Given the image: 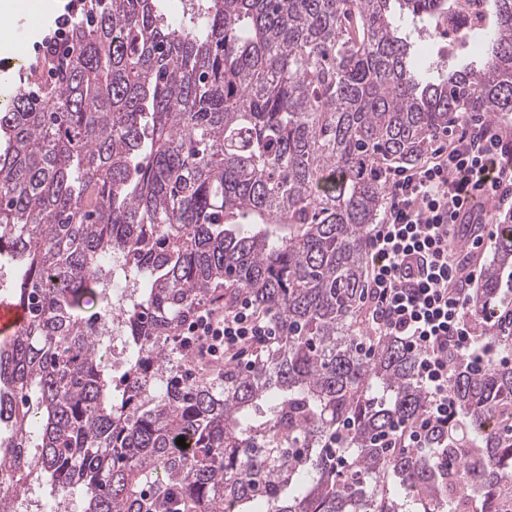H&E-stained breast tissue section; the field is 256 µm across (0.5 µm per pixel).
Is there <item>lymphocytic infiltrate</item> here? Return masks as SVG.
I'll use <instances>...</instances> for the list:
<instances>
[{"label": "lymphocytic infiltrate", "instance_id": "f902f5d3", "mask_svg": "<svg viewBox=\"0 0 512 512\" xmlns=\"http://www.w3.org/2000/svg\"><path fill=\"white\" fill-rule=\"evenodd\" d=\"M386 187L384 216L367 244L370 328L373 335L395 337L413 355L427 407L418 419L397 421L380 445L421 448L454 416L449 357L478 371L495 353L492 344L476 342L479 320L455 274L451 226L458 203L479 188L494 207L512 209V133L493 123L462 124L422 161L391 170ZM183 333L204 355L242 361L278 331L241 294L223 308L190 315Z\"/></svg>", "mask_w": 512, "mask_h": 512}]
</instances>
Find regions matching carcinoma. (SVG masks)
<instances>
[{"instance_id": "1", "label": "carcinoma", "mask_w": 512, "mask_h": 512, "mask_svg": "<svg viewBox=\"0 0 512 512\" xmlns=\"http://www.w3.org/2000/svg\"><path fill=\"white\" fill-rule=\"evenodd\" d=\"M486 2L481 52L446 69L410 31L462 0H186L177 20L93 0L64 78L0 109V257L28 314L0 339L14 491L79 512H512V366L452 360L459 418L390 452L377 436L425 392L394 337L357 350L383 173L512 112V0ZM510 274L507 223L475 298L506 351ZM114 279L119 387L99 336ZM226 283L280 330L247 370L182 335ZM348 421L360 484L324 448Z\"/></svg>"}]
</instances>
